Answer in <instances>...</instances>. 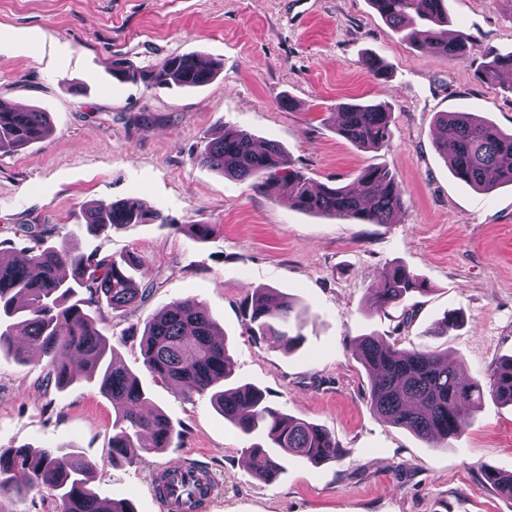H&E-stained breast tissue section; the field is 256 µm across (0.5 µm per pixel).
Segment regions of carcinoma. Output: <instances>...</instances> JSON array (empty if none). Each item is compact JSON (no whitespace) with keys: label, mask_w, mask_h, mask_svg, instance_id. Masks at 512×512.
<instances>
[{"label":"carcinoma","mask_w":512,"mask_h":512,"mask_svg":"<svg viewBox=\"0 0 512 512\" xmlns=\"http://www.w3.org/2000/svg\"><path fill=\"white\" fill-rule=\"evenodd\" d=\"M449 0H371L392 31L437 56L470 58L472 40L465 33L448 38ZM221 64L192 54L170 55L139 68L124 59L110 64L112 77L142 81L150 86L201 87L211 82ZM477 78L492 87L512 90V53L488 47L482 51ZM339 135L362 149L382 147L391 134L393 112L386 104L341 102L336 104ZM439 152L463 183L491 192L512 185V130H504L471 112H442L438 117ZM50 132L47 113L13 111L0 105V152L15 151ZM202 166L235 179H253L259 188L275 182L301 211L389 224L404 209L406 200L395 176L379 166L364 168L356 182L346 186L324 184L314 190L302 172L292 168L275 141H258L243 130L223 125L195 157ZM88 233L105 227L164 223L160 211H148L133 201L99 203L83 212ZM20 231L29 244L3 257L0 249V351L26 364L31 357L47 359L45 378L59 389L78 382L95 384L112 403V459L132 460L141 436L150 435L149 449L168 447L180 434L159 410L144 413L146 391L140 378L117 360L115 347L99 329L101 301L113 312L143 301L149 287H142L132 271L142 268L134 255L97 259L65 241L44 245V235L30 227ZM425 284L407 267L387 268L377 286L368 289V306L382 311L404 301ZM250 335L271 341L285 351L304 340L302 311L274 290H256L244 305ZM140 336L144 369L163 385L185 393L209 394L216 410L250 441L246 451L263 458L256 476L272 481L285 470L288 456L313 466L334 461L343 454L335 436L325 427L288 415L272 406L267 394L251 385L230 382L233 363L224 345L217 344V328L203 302L195 298L172 301L148 320L142 333L129 328L126 342ZM356 356L370 378L369 403L373 413L404 428L429 448L447 447L461 438L468 421L461 409L490 393L512 404V357L502 360L489 385L462 377L448 356L401 348L375 336L359 339ZM265 444L253 442L255 438ZM484 476L500 492L512 496V473L487 470ZM92 465L75 451L28 446L0 450V495L24 497L46 491L56 498L59 512H135L128 499L103 500L89 487ZM211 491L209 481L193 475L183 489L191 508L202 506Z\"/></svg>","instance_id":"obj_1"}]
</instances>
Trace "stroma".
<instances>
[{"mask_svg":"<svg viewBox=\"0 0 512 512\" xmlns=\"http://www.w3.org/2000/svg\"><path fill=\"white\" fill-rule=\"evenodd\" d=\"M449 34L471 35L469 60L435 56L392 32L370 0H0V101L49 115L51 133L0 153V241L45 230L76 233L81 249L142 259L152 289L123 315L105 312L117 337L172 300L203 302L234 363V377L276 408L325 426L343 456L301 459L271 482L246 464V442L208 396L153 382L138 341L118 345L159 409L182 434L170 447L113 460L114 412L94 385L59 390L43 363L0 354V448L68 446L94 464L102 498L158 512L162 467L189 461L214 484L205 512H512V497L484 472L512 471V404L484 397L465 410V435L429 448L369 408V376L354 345L366 335L447 354L461 375L489 378L512 356V185L483 193L461 183L434 146L439 113L464 110L512 128V91L480 82L484 48L512 51L505 0H451ZM172 54L222 62L194 88L122 82L112 60L137 66ZM380 57L384 78L364 66ZM391 107L389 142L375 150L336 131L335 106ZM280 144L316 184L353 183L368 166L389 169L407 208L390 224L302 213L277 190L255 188L194 161L220 123ZM139 201L166 221L93 237L79 232L90 204ZM182 224H209L196 240ZM401 264L427 289L380 312L366 308L385 267ZM273 288L306 311L304 343L285 352L249 336L248 297ZM460 317L433 335L446 313Z\"/></svg>","mask_w":512,"mask_h":512,"instance_id":"obj_1","label":"stroma"}]
</instances>
